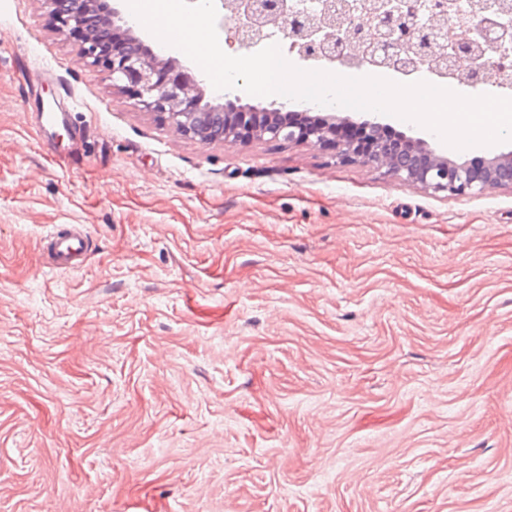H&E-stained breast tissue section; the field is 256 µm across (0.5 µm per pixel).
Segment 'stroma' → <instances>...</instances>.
Returning a JSON list of instances; mask_svg holds the SVG:
<instances>
[{
  "mask_svg": "<svg viewBox=\"0 0 512 512\" xmlns=\"http://www.w3.org/2000/svg\"><path fill=\"white\" fill-rule=\"evenodd\" d=\"M79 46L0 0V512H512V188L202 144ZM87 240V232L78 225L67 234L53 237L54 267L66 269L82 265L86 260Z\"/></svg>",
  "mask_w": 512,
  "mask_h": 512,
  "instance_id": "stroma-1",
  "label": "stroma"
}]
</instances>
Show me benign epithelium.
Masks as SVG:
<instances>
[{"label":"benign epithelium","instance_id":"1","mask_svg":"<svg viewBox=\"0 0 512 512\" xmlns=\"http://www.w3.org/2000/svg\"><path fill=\"white\" fill-rule=\"evenodd\" d=\"M58 28L86 27L81 58L105 70L112 86L127 90L148 111L172 123L203 144L216 140L243 141L264 136L291 144H317L336 163L360 162L385 170L434 193H480L512 186V153L487 160L476 176L462 162L438 154L424 139L403 137L400 146H379L370 154L357 142L336 133V116L326 115L311 126L278 120L283 104L263 108L269 121L248 136L238 134L237 122L256 107L221 96L205 100V81L192 68L167 61L136 35L121 13L98 0H43ZM457 0H322L313 14L295 8L293 0H228L233 21L228 42L251 51L277 34L289 40V50L310 65L409 71L425 66L443 77L448 54L440 40L455 19L451 76L460 84H492L512 90V61L495 64L489 73L491 46L512 43V0H477L481 13L468 17L454 7Z\"/></svg>","mask_w":512,"mask_h":512}]
</instances>
